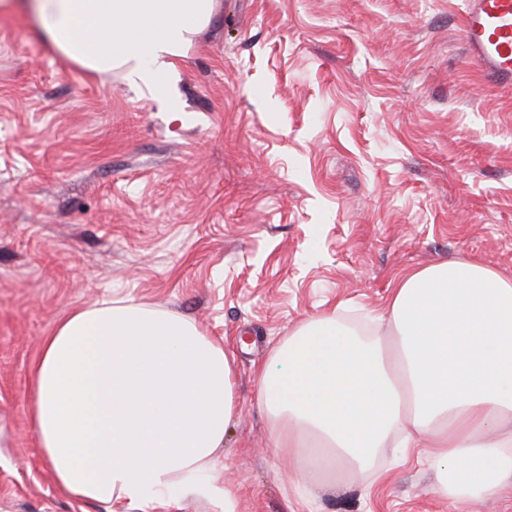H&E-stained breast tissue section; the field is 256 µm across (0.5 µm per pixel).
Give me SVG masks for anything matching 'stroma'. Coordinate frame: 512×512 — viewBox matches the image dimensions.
<instances>
[{
    "label": "stroma",
    "mask_w": 512,
    "mask_h": 512,
    "mask_svg": "<svg viewBox=\"0 0 512 512\" xmlns=\"http://www.w3.org/2000/svg\"><path fill=\"white\" fill-rule=\"evenodd\" d=\"M464 9L220 0L146 95L0 15V512H111L59 490L29 419L43 337L111 297L232 351L217 476L238 512H473L389 448L312 502L290 495L256 375L330 305L381 312L405 272L466 258L512 278V84L483 79Z\"/></svg>",
    "instance_id": "stroma-1"
}]
</instances>
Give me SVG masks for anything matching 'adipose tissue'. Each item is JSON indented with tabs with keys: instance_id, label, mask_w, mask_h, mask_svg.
Returning <instances> with one entry per match:
<instances>
[{
	"instance_id": "1",
	"label": "adipose tissue",
	"mask_w": 512,
	"mask_h": 512,
	"mask_svg": "<svg viewBox=\"0 0 512 512\" xmlns=\"http://www.w3.org/2000/svg\"><path fill=\"white\" fill-rule=\"evenodd\" d=\"M216 0H0L66 60L153 90ZM370 330L304 320L259 375L289 487L312 498L378 448L425 449L453 505L512 507V279L449 259L401 275ZM31 422L59 489L106 505L171 493L238 512L219 482L235 360L194 322L131 300L71 312L29 368Z\"/></svg>"
}]
</instances>
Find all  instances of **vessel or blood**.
<instances>
[{
  "label": "vessel or blood",
  "instance_id": "vessel-or-blood-1",
  "mask_svg": "<svg viewBox=\"0 0 512 512\" xmlns=\"http://www.w3.org/2000/svg\"><path fill=\"white\" fill-rule=\"evenodd\" d=\"M462 35L488 80L512 82V0H467Z\"/></svg>",
  "mask_w": 512,
  "mask_h": 512
}]
</instances>
